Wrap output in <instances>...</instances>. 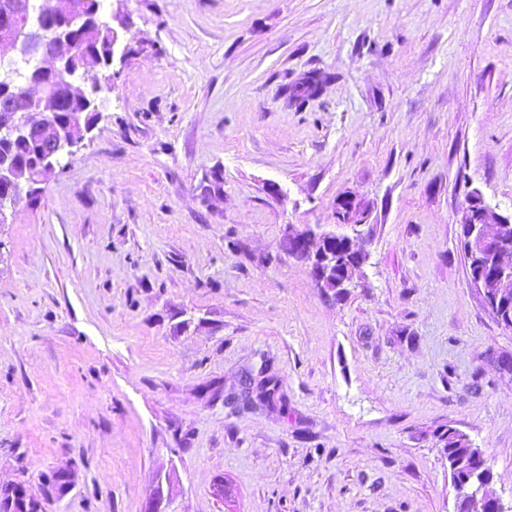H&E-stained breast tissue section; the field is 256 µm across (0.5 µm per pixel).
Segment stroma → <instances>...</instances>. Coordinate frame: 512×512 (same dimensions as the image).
<instances>
[{"label": "stroma", "mask_w": 512, "mask_h": 512, "mask_svg": "<svg viewBox=\"0 0 512 512\" xmlns=\"http://www.w3.org/2000/svg\"><path fill=\"white\" fill-rule=\"evenodd\" d=\"M102 15L99 119L0 226V490L40 512H454L453 426L512 499V331L461 244L473 193L512 213V0ZM345 196L369 257L337 297L283 237L334 230Z\"/></svg>", "instance_id": "35a3bbf8"}]
</instances>
